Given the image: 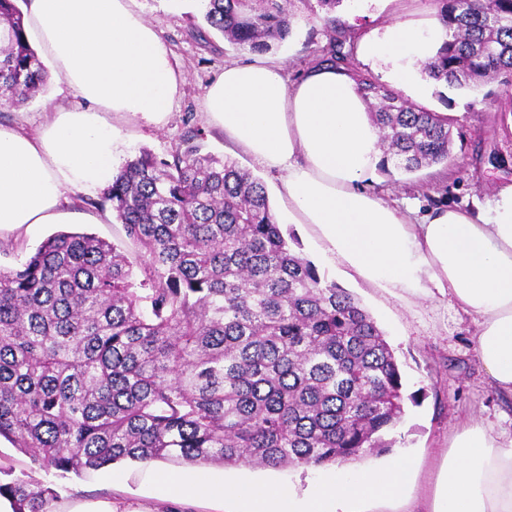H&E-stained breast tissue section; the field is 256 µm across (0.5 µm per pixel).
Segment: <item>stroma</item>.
<instances>
[{
    "mask_svg": "<svg viewBox=\"0 0 512 512\" xmlns=\"http://www.w3.org/2000/svg\"><path fill=\"white\" fill-rule=\"evenodd\" d=\"M134 7L167 44L172 66L180 72L183 82L163 125L131 115L110 116V123L117 129L116 164H123L144 148L165 156L179 134L193 127L202 131L210 150L232 157L263 181L280 223L297 236L301 254L317 266L322 277L347 289L371 314L395 351L407 392L421 391L420 405H407L402 421L388 432L387 437L393 442L391 451L367 454L357 466L376 468L390 453H412L416 468L404 493L424 500L431 492L438 465L459 422L472 418L495 429L500 413L506 409L473 354L476 322L457 313L447 301L411 293L398 298L357 282L346 270L327 262L306 226L289 220L279 191V174L267 171L237 149L223 131L211 125L205 112L203 97L207 86L223 72L225 63L248 61L251 51L229 45L215 33L208 39H199L195 28L202 22L200 0H135ZM290 10L293 34L273 48L272 54L285 60L287 73L294 78L317 65L328 38L316 19L320 12L317 0H293ZM336 14L346 27L364 35L397 19L435 18L436 7L432 0H345ZM422 86V93L410 92L406 98L452 118V159L410 176L394 170L377 171L373 188L400 212L416 220L448 207L477 211L500 187L512 184V169H499L488 160L494 149L512 154V114L504 116L499 112L500 107L512 104V83L498 77L481 90H451L443 99L438 97L434 82L426 80ZM50 100L72 108L84 106L64 80L54 74L43 94L25 106L0 112V125L37 134L51 117L46 107ZM66 229L95 234L122 248L130 259L139 255L111 211L85 208ZM158 467L207 480L285 485L299 493L329 473L325 467L264 470L247 466H177L166 461L159 462ZM147 473V468L140 464H117L87 476L58 480L57 486L64 502L110 499L138 508L139 512L145 507L151 512H221V504L205 496L176 506L159 502L152 496Z\"/></svg>",
    "mask_w": 512,
    "mask_h": 512,
    "instance_id": "1",
    "label": "stroma"
}]
</instances>
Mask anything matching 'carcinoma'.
Masks as SVG:
<instances>
[{"label": "carcinoma", "mask_w": 512, "mask_h": 512, "mask_svg": "<svg viewBox=\"0 0 512 512\" xmlns=\"http://www.w3.org/2000/svg\"><path fill=\"white\" fill-rule=\"evenodd\" d=\"M27 0H0V110L49 73L24 34ZM206 29L267 52L291 34L285 0H202ZM318 0L322 62L356 32ZM446 38L420 73L456 90L512 75V0H435ZM204 29V30H206ZM198 29V36H203ZM384 164L446 163L451 121L368 78ZM139 247L136 262L92 234L61 232L0 267V437L65 478L119 460L317 468L389 448L403 375L360 302L293 249L265 185L188 129L168 155L127 160L98 200ZM13 512H52L53 485L0 481Z\"/></svg>", "instance_id": "cac0c4a2"}]
</instances>
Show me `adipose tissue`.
I'll return each mask as SVG.
<instances>
[{"label": "adipose tissue", "instance_id": "ef3b65f1", "mask_svg": "<svg viewBox=\"0 0 512 512\" xmlns=\"http://www.w3.org/2000/svg\"><path fill=\"white\" fill-rule=\"evenodd\" d=\"M25 34L75 95L80 112L53 105L39 137L0 126V230L55 224L78 200L71 191L111 182L114 128L107 114L162 124L179 92L170 51L133 0H28ZM445 32L395 21L361 37L358 55L384 62L392 90L406 89ZM205 110L239 149L282 177L296 223L365 283L406 292L433 287L480 331L473 352L491 387L512 398V184L487 209L437 210L405 219L369 187L382 160L379 129L350 74L318 66L296 80L283 63L229 62L204 95ZM415 463L396 456L382 470L337 468L305 497L279 486L249 489L165 472L166 499H232L239 512H368L402 490ZM406 512H512V426L489 432L464 421L454 432L426 507Z\"/></svg>", "mask_w": 512, "mask_h": 512}]
</instances>
